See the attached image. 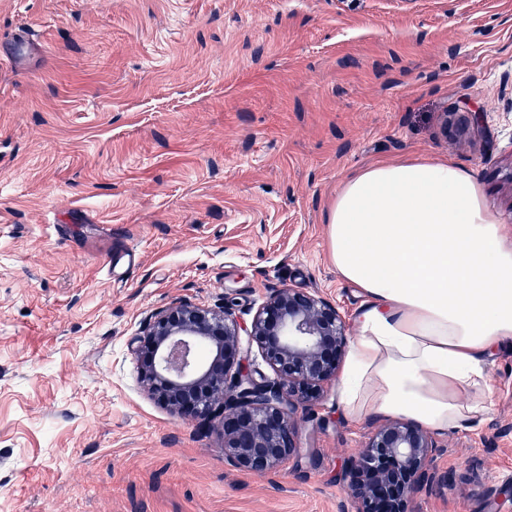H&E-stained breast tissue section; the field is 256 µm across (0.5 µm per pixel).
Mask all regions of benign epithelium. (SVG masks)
<instances>
[{"label":"benign epithelium","mask_w":512,"mask_h":512,"mask_svg":"<svg viewBox=\"0 0 512 512\" xmlns=\"http://www.w3.org/2000/svg\"><path fill=\"white\" fill-rule=\"evenodd\" d=\"M349 327L330 301L271 286L250 325L221 310L179 301L155 313L129 341L140 379L172 412L224 434V462L265 473L299 456L294 410L336 377ZM257 346L274 377L245 359ZM433 435L403 419L376 427L343 479L358 512H413L414 498L448 481L434 468Z\"/></svg>","instance_id":"benign-epithelium-1"}]
</instances>
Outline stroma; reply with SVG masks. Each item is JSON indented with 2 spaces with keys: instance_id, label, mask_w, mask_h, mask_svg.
<instances>
[{
  "instance_id": "stroma-1",
  "label": "stroma",
  "mask_w": 512,
  "mask_h": 512,
  "mask_svg": "<svg viewBox=\"0 0 512 512\" xmlns=\"http://www.w3.org/2000/svg\"><path fill=\"white\" fill-rule=\"evenodd\" d=\"M25 28L43 57L0 64V512H354L377 419L337 383L295 412L305 461L255 474L127 344L179 300L250 323L272 284L350 316L325 216L377 161L455 162L512 239V0H0V39ZM489 373L417 512H512V340Z\"/></svg>"
}]
</instances>
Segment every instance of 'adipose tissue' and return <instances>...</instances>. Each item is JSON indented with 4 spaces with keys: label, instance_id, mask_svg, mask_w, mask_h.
<instances>
[{
    "label": "adipose tissue",
    "instance_id": "adipose-tissue-1",
    "mask_svg": "<svg viewBox=\"0 0 512 512\" xmlns=\"http://www.w3.org/2000/svg\"><path fill=\"white\" fill-rule=\"evenodd\" d=\"M331 260L362 299L338 387L348 417L401 416L434 434L487 414V367L512 339V240L450 161L350 174L326 216Z\"/></svg>",
    "mask_w": 512,
    "mask_h": 512
}]
</instances>
